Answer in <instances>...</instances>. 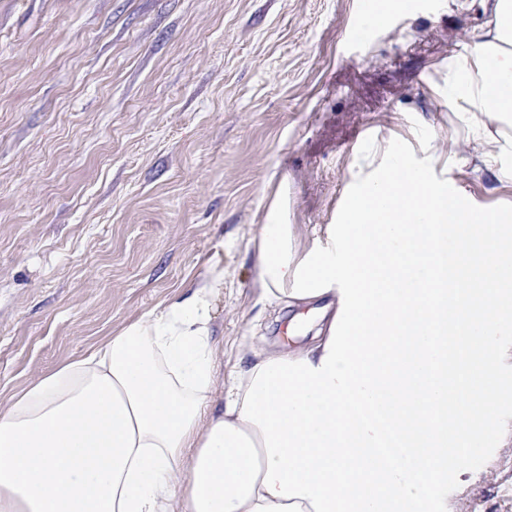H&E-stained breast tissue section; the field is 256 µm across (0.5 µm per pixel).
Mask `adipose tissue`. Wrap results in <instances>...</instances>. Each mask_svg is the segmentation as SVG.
Returning a JSON list of instances; mask_svg holds the SVG:
<instances>
[{"label": "adipose tissue", "instance_id": "adipose-tissue-1", "mask_svg": "<svg viewBox=\"0 0 512 512\" xmlns=\"http://www.w3.org/2000/svg\"><path fill=\"white\" fill-rule=\"evenodd\" d=\"M448 105L512 131V0H482ZM331 243L294 253L263 225L262 298L325 297L304 348L254 354L217 394L208 265L168 300L0 407V512H448V475L494 408L512 346V209L474 207L401 158L350 194ZM383 407L410 455L386 465L355 402Z\"/></svg>", "mask_w": 512, "mask_h": 512}]
</instances>
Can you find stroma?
Returning a JSON list of instances; mask_svg holds the SVG:
<instances>
[{"label":"stroma","instance_id":"35a3bbf8","mask_svg":"<svg viewBox=\"0 0 512 512\" xmlns=\"http://www.w3.org/2000/svg\"><path fill=\"white\" fill-rule=\"evenodd\" d=\"M360 0H0V399L224 268V368L308 346L322 301H260L265 224L305 252L397 153L487 208L512 146L448 87L488 20L417 0L363 28ZM364 29L365 39L350 38ZM512 361L448 477L453 512H512Z\"/></svg>","mask_w":512,"mask_h":512}]
</instances>
